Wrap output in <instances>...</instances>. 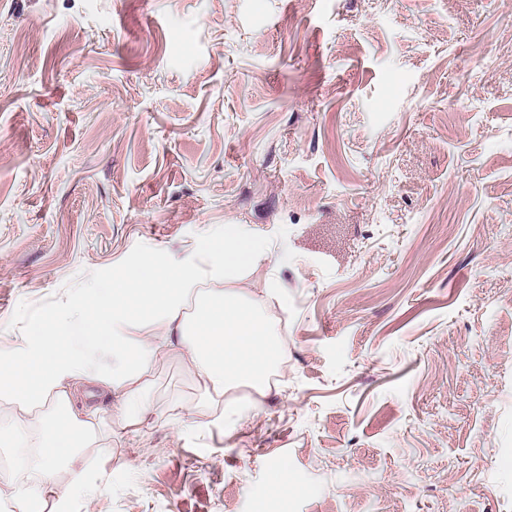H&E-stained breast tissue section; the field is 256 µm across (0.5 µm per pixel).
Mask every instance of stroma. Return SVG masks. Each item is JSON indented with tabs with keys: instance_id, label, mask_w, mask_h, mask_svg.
<instances>
[{
	"instance_id": "1",
	"label": "stroma",
	"mask_w": 512,
	"mask_h": 512,
	"mask_svg": "<svg viewBox=\"0 0 512 512\" xmlns=\"http://www.w3.org/2000/svg\"><path fill=\"white\" fill-rule=\"evenodd\" d=\"M227 224L287 382L160 363L71 512H512V0H0V333Z\"/></svg>"
}]
</instances>
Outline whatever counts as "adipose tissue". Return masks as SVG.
<instances>
[{"label":"adipose tissue","instance_id":"ef3b65f1","mask_svg":"<svg viewBox=\"0 0 512 512\" xmlns=\"http://www.w3.org/2000/svg\"><path fill=\"white\" fill-rule=\"evenodd\" d=\"M198 252L189 266L145 252L113 276L111 287L86 289L77 306L29 317L22 335L0 344V404L29 414L48 403L57 408L42 420L47 453L8 474L15 512H43L50 499L56 512H68L71 500L97 491L103 475L81 454L101 439L97 412L83 402L86 388L111 401L127 435L138 432L152 409V369L175 355L193 367L204 395L225 409H250L248 402L226 400L228 390L263 394L275 355V328L265 316L270 294L235 283L257 269L267 246L228 224L204 238ZM206 279L219 281V288L201 291ZM192 295L197 310L189 319L182 308ZM99 348L111 349V367L93 369Z\"/></svg>","mask_w":512,"mask_h":512}]
</instances>
